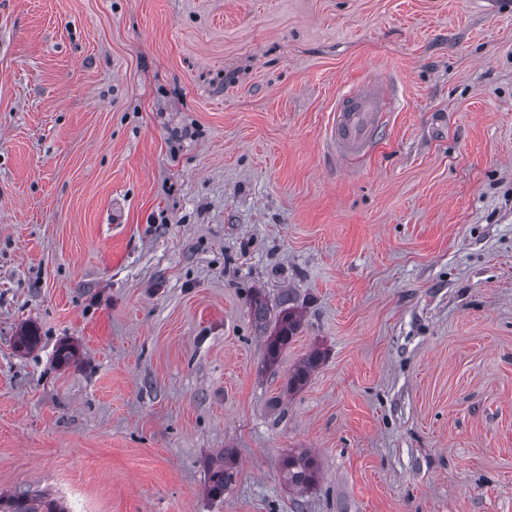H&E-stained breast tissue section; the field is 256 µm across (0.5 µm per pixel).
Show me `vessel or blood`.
I'll list each match as a JSON object with an SVG mask.
<instances>
[{"mask_svg": "<svg viewBox=\"0 0 512 512\" xmlns=\"http://www.w3.org/2000/svg\"><path fill=\"white\" fill-rule=\"evenodd\" d=\"M387 108V98L379 85L365 84L347 91L336 106L331 129L337 158L366 152Z\"/></svg>", "mask_w": 512, "mask_h": 512, "instance_id": "obj_1", "label": "vessel or blood"}]
</instances>
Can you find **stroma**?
Returning <instances> with one entry per match:
<instances>
[{
    "instance_id": "1",
    "label": "stroma",
    "mask_w": 512,
    "mask_h": 512,
    "mask_svg": "<svg viewBox=\"0 0 512 512\" xmlns=\"http://www.w3.org/2000/svg\"><path fill=\"white\" fill-rule=\"evenodd\" d=\"M370 79L394 106L337 159L336 103ZM257 292L302 316L270 368ZM298 451L307 490L281 471ZM20 492L512 512V8L0 0V494ZM320 362V355L313 352L308 358L296 368L288 377V390L304 386L310 374L317 368ZM234 456L233 449L226 448L224 453L211 463L207 475V495L212 499H220L224 496V489L233 478L231 462ZM283 473L289 487L303 490L316 483L319 466L316 459L307 453L288 455L283 461Z\"/></svg>"
}]
</instances>
